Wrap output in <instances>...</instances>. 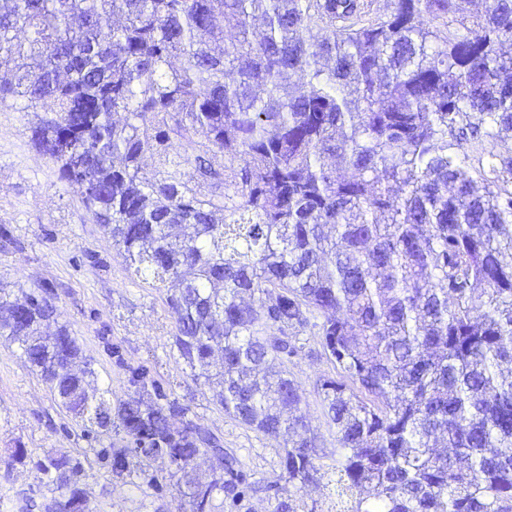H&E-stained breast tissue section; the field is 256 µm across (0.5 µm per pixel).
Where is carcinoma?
<instances>
[{"label": "carcinoma", "instance_id": "obj_1", "mask_svg": "<svg viewBox=\"0 0 512 512\" xmlns=\"http://www.w3.org/2000/svg\"><path fill=\"white\" fill-rule=\"evenodd\" d=\"M7 3L0 109L51 103L35 147L132 274L171 285L179 358L225 415L282 440L280 479L317 485L334 455L349 512H512V0ZM42 299L0 295V336L85 434L123 435L93 449L112 474L139 488L161 455L189 512L240 505L223 440L142 368L143 396H90ZM310 325L337 374L316 384L330 452L286 366ZM209 451L218 470L189 467ZM12 457L61 512H90L88 458Z\"/></svg>", "mask_w": 512, "mask_h": 512}]
</instances>
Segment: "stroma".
<instances>
[{
    "label": "stroma",
    "instance_id": "1",
    "mask_svg": "<svg viewBox=\"0 0 512 512\" xmlns=\"http://www.w3.org/2000/svg\"><path fill=\"white\" fill-rule=\"evenodd\" d=\"M35 112L0 110V290L46 291L58 306L59 324L77 336L98 384L112 400L134 396L130 372L147 368L168 398L187 408L190 418L224 438L240 457L252 489L241 510L223 503L218 512H272L270 487L281 472L278 440L224 415L203 383L192 380L172 344L174 319L166 291L131 276L111 236L93 221L78 193L61 182L49 158L31 144ZM302 350L288 370L302 392L310 429L327 447L336 434L318 396L319 379L335 376L313 329L300 335ZM80 422L58 404L49 385L29 367L17 344L0 337V512H52L57 490L38 486L34 471L8 467L11 451L32 457L55 451L76 455L89 447ZM84 480L93 512H188L165 483L164 465L151 475L161 489L135 488L90 458Z\"/></svg>",
    "mask_w": 512,
    "mask_h": 512
}]
</instances>
